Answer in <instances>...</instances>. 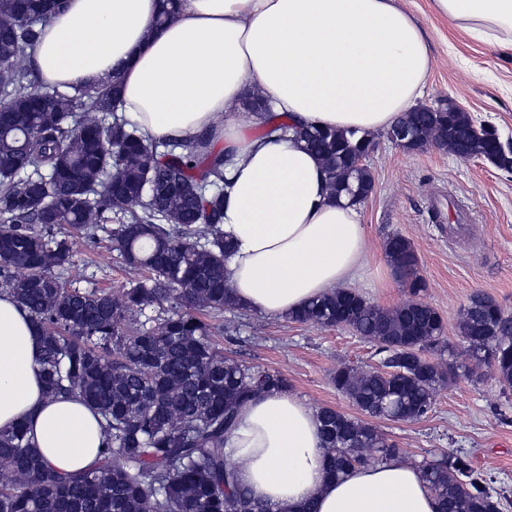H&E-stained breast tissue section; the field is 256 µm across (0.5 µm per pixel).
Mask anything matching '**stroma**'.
Returning <instances> with one entry per match:
<instances>
[{
    "instance_id": "1",
    "label": "stroma",
    "mask_w": 512,
    "mask_h": 512,
    "mask_svg": "<svg viewBox=\"0 0 512 512\" xmlns=\"http://www.w3.org/2000/svg\"><path fill=\"white\" fill-rule=\"evenodd\" d=\"M395 2L428 37L433 68L422 103L454 102L475 124L512 141V45L466 36L435 11L432 0ZM374 143L367 161L374 190L360 206L369 254L351 288L382 307L409 300L385 253L390 235L406 238L426 282L418 298L442 316L452 360L466 372L436 389L428 418L374 417L370 423L415 465L449 452L464 457L500 497L501 512H512V388L502 387L487 365L471 360L458 331L460 312L476 292L512 314V170L435 148L408 151L380 131ZM450 199L468 212L471 234L448 236L436 224L435 205ZM72 249L79 287L115 293L127 287L131 275L111 250L107 233L94 243L75 238ZM212 332L226 356L283 374L291 392L313 408L330 407L353 417L359 411L336 390L334 372L344 365L368 370L382 361L372 343L349 330L270 319L246 308L213 320Z\"/></svg>"
}]
</instances>
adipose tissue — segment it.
<instances>
[{
  "label": "adipose tissue",
  "instance_id": "adipose-tissue-1",
  "mask_svg": "<svg viewBox=\"0 0 512 512\" xmlns=\"http://www.w3.org/2000/svg\"><path fill=\"white\" fill-rule=\"evenodd\" d=\"M470 37L512 42V0H434ZM158 0H69L30 62L61 87L94 88L120 74L122 112L157 140L229 153L226 270L241 306L284 319L353 282L368 255L357 206L331 196L304 144L264 139L258 87L297 124L392 127L422 96L432 58L394 0H181L153 28ZM29 313L0 294V429L26 423L44 463L72 473L98 465L101 418L80 396L47 397ZM225 453L240 485L271 512H439L414 464L390 459L328 478L317 412L290 391L241 406Z\"/></svg>",
  "mask_w": 512,
  "mask_h": 512
}]
</instances>
